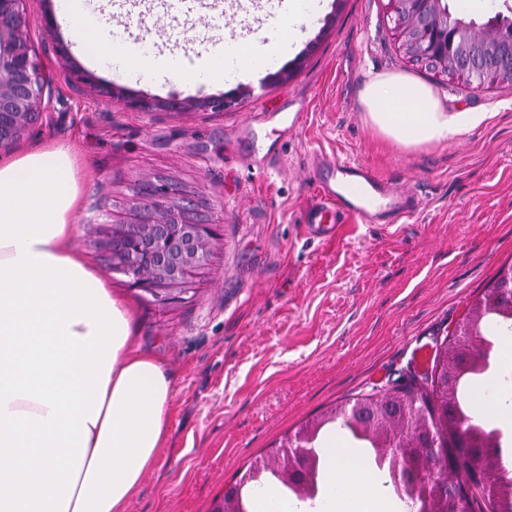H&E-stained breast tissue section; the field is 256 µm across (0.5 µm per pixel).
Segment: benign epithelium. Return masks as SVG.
<instances>
[{
    "mask_svg": "<svg viewBox=\"0 0 512 512\" xmlns=\"http://www.w3.org/2000/svg\"><path fill=\"white\" fill-rule=\"evenodd\" d=\"M26 0H0V149L15 144L47 108L51 77L29 33ZM406 52L444 72L485 82L512 81V24L478 27L453 16L442 0H394ZM137 199L110 223L104 247L121 259L131 285L160 301L213 249L212 220L193 207L182 190L163 179H146ZM448 487L451 512H466L468 486Z\"/></svg>",
    "mask_w": 512,
    "mask_h": 512,
    "instance_id": "benign-epithelium-1",
    "label": "benign epithelium"
}]
</instances>
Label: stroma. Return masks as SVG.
<instances>
[{
  "mask_svg": "<svg viewBox=\"0 0 512 512\" xmlns=\"http://www.w3.org/2000/svg\"><path fill=\"white\" fill-rule=\"evenodd\" d=\"M27 10L52 87L21 142L80 151L74 245L126 297L136 345L172 377L168 438L127 512H213L226 487L250 490L251 464L287 436L409 383L415 348L439 353L512 265V83L480 86L411 57L393 0H329L279 63L282 78L192 90L91 67L50 25L56 0ZM378 74L423 83L478 122L444 145L399 146L361 100ZM217 94L232 105L144 112L123 102ZM322 160L365 164L419 204L395 226L352 222L320 241L303 220L320 199ZM147 176L175 183L216 221L208 263L164 303L130 287L103 246L105 221Z\"/></svg>",
  "mask_w": 512,
  "mask_h": 512,
  "instance_id": "1",
  "label": "stroma"
}]
</instances>
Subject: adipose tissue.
I'll return each instance as SVG.
<instances>
[{"mask_svg": "<svg viewBox=\"0 0 512 512\" xmlns=\"http://www.w3.org/2000/svg\"><path fill=\"white\" fill-rule=\"evenodd\" d=\"M60 24L90 63L152 73L155 56L117 57L57 0ZM324 0H288L274 41L230 58L186 55L172 81L197 88L257 78L294 51ZM363 103L373 125L409 147L445 144L474 123L445 111L429 87L380 74ZM80 157L43 145L0 161V512H125L165 444L170 375L134 344L129 306L73 245ZM324 512H387L371 471L343 448L324 450Z\"/></svg>", "mask_w": 512, "mask_h": 512, "instance_id": "obj_1", "label": "adipose tissue"}]
</instances>
